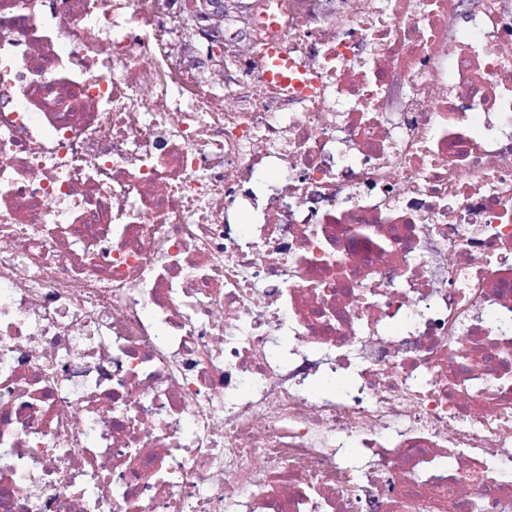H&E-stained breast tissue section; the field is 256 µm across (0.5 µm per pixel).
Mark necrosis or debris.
Returning <instances> with one entry per match:
<instances>
[{"mask_svg":"<svg viewBox=\"0 0 512 512\" xmlns=\"http://www.w3.org/2000/svg\"><path fill=\"white\" fill-rule=\"evenodd\" d=\"M321 3L0 0V512H512V0ZM208 9L205 16L199 18V21L184 32L182 43L183 51L189 49L193 42L206 40L208 42H218L216 38L221 36L222 27L214 24L212 21H222L227 12V2L224 0H206ZM191 49V48H190Z\"/></svg>","mask_w":512,"mask_h":512,"instance_id":"necrosis-or-debris-1","label":"necrosis or debris"}]
</instances>
